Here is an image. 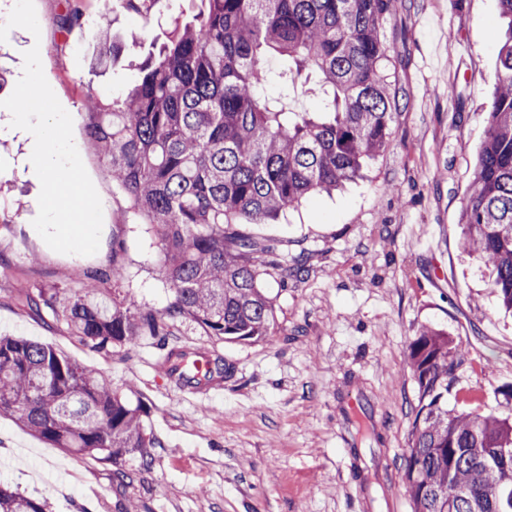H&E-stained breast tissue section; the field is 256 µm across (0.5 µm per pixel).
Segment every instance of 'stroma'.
Masks as SVG:
<instances>
[{
	"label": "stroma",
	"mask_w": 512,
	"mask_h": 512,
	"mask_svg": "<svg viewBox=\"0 0 512 512\" xmlns=\"http://www.w3.org/2000/svg\"><path fill=\"white\" fill-rule=\"evenodd\" d=\"M40 37L11 29L0 42L9 85L23 54L39 46L44 75L73 119V140L103 202L96 254L53 251L35 233L40 182L32 137L11 128L0 107V336L48 344L102 371L113 389L135 390L159 441L150 467L128 457L131 483L113 480L112 463L51 447L10 417H0V481L46 499L51 512H410L403 481L416 384L407 346L425 326L448 332L465 363L448 397L458 410L512 414V316L500 308L487 274L459 247L461 211L487 135L486 105L497 82L503 20L497 0H398L380 35L396 91L395 137L332 195H309L274 224L247 232L305 253L308 275L262 285L274 305L273 341L228 343L183 321L172 341L222 356L234 368L221 390L191 393L162 375L156 339L133 350L98 353L51 312H32L17 288L59 289L73 265L112 267L123 239V291L164 308L169 288L150 225L135 223L87 133V93L123 97L138 59L165 41L168 22L191 20L201 0H154L149 16L123 0H84L85 20L62 28L67 0H34ZM114 37L137 36V56L122 55L103 74L91 19Z\"/></svg>",
	"instance_id": "stroma-1"
}]
</instances>
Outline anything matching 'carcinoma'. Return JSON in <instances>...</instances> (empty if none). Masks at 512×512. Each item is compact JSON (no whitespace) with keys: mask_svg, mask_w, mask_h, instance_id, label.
I'll use <instances>...</instances> for the list:
<instances>
[{"mask_svg":"<svg viewBox=\"0 0 512 512\" xmlns=\"http://www.w3.org/2000/svg\"><path fill=\"white\" fill-rule=\"evenodd\" d=\"M197 18H178L158 53L112 105L88 97L89 138L112 183L141 224L152 226L171 300L161 311L121 293L123 243L112 242V271L75 268L82 292L25 291L29 308L51 310L98 352L159 338V363L177 371L192 355L166 337L189 320L206 335L234 343L275 336L273 304L260 285L269 268L282 280L308 272L272 239L242 224H269L314 192L357 178L395 136L388 47L380 31L396 0H201ZM507 21L488 130L462 210L460 246L491 270L502 307L512 311V0H498ZM95 68L130 44L98 36ZM288 60L285 84L317 78L320 106L293 111L264 92V61ZM112 282V299L97 297ZM417 405L408 434L404 484L411 512H512V416L448 409L465 361L447 332L424 327L409 344ZM55 448L118 467L127 456L151 463L160 444L148 432L145 404L112 389L100 371L49 345L0 338V416ZM507 450L504 464L490 449ZM0 512H49L46 500L0 484Z\"/></svg>","mask_w":512,"mask_h":512,"instance_id":"obj_1","label":"carcinoma"}]
</instances>
